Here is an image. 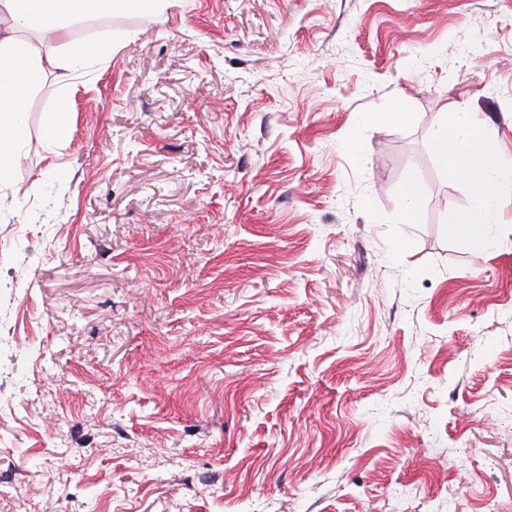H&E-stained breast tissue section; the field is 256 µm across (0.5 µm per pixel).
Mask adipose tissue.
<instances>
[{
	"instance_id": "ef3b65f1",
	"label": "adipose tissue",
	"mask_w": 512,
	"mask_h": 512,
	"mask_svg": "<svg viewBox=\"0 0 512 512\" xmlns=\"http://www.w3.org/2000/svg\"><path fill=\"white\" fill-rule=\"evenodd\" d=\"M174 4L175 0H0V14L10 19L8 26L0 28V185L14 175L26 144L25 99L40 85L47 68L56 66L67 77H78L112 49L108 37L72 41L70 24L101 15L160 13ZM19 28L50 35L59 45V56L42 54L18 39ZM433 148L448 176L468 183L480 203L494 198L502 162L480 119L451 114Z\"/></svg>"
}]
</instances>
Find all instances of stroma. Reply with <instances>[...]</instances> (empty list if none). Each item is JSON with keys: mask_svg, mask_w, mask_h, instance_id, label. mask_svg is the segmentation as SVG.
I'll return each instance as SVG.
<instances>
[{"mask_svg": "<svg viewBox=\"0 0 512 512\" xmlns=\"http://www.w3.org/2000/svg\"><path fill=\"white\" fill-rule=\"evenodd\" d=\"M106 30L0 188V512H512V178L478 251L432 147L475 112L512 162V0H177L70 37ZM70 113V101L68 97L61 96L52 112H47L43 133L49 144L59 143L66 132Z\"/></svg>", "mask_w": 512, "mask_h": 512, "instance_id": "obj_1", "label": "stroma"}]
</instances>
